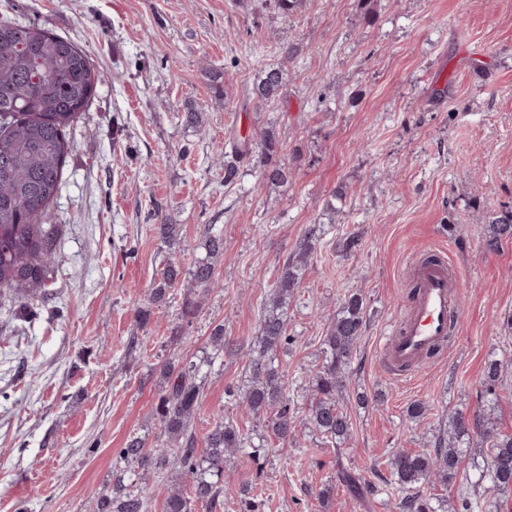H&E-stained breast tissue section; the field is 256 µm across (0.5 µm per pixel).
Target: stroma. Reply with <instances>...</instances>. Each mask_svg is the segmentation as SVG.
Masks as SVG:
<instances>
[{
	"label": "stroma",
	"instance_id": "obj_1",
	"mask_svg": "<svg viewBox=\"0 0 512 512\" xmlns=\"http://www.w3.org/2000/svg\"><path fill=\"white\" fill-rule=\"evenodd\" d=\"M2 18L72 40L102 82L69 132L48 216L60 260L46 292L24 307L0 295V512H88L129 436L151 448L166 440L160 364L206 356L218 324L228 347L207 378L196 436L220 416L259 434L262 422L227 391L244 382L269 291L315 222L324 234L278 357L306 406L330 319L349 294L363 296L351 433L335 449L301 422L268 457L231 456L225 470L261 492L258 512H391L385 460L432 449L449 416L486 406L492 358L506 369L491 413L512 433V240L484 248L492 219L512 213V0H306L290 18L273 0H0ZM270 66L286 90L262 102L252 89ZM189 108L199 125H184ZM268 129L293 169L288 183L269 186L248 166L225 186L212 160L230 134L256 141ZM155 209L177 225L174 241L156 233ZM211 224L224 238L216 285L185 324L186 289L154 304L151 288L168 260L192 268ZM351 231L362 247L349 256L339 243ZM436 248L462 276L464 314L444 358L397 379L374 346L398 313L408 258ZM415 401L428 411L412 421ZM486 454L473 440L435 496L467 489L485 512H512V490L479 480ZM355 477L374 492L356 493Z\"/></svg>",
	"mask_w": 512,
	"mask_h": 512
}]
</instances>
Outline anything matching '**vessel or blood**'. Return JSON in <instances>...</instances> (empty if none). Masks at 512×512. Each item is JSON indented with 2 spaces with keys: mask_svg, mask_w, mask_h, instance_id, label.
Returning a JSON list of instances; mask_svg holds the SVG:
<instances>
[{
  "mask_svg": "<svg viewBox=\"0 0 512 512\" xmlns=\"http://www.w3.org/2000/svg\"><path fill=\"white\" fill-rule=\"evenodd\" d=\"M405 275L412 295L378 345L380 358L398 376L419 367L427 354L447 351L450 320L460 312L462 288L442 256L414 257Z\"/></svg>",
  "mask_w": 512,
  "mask_h": 512,
  "instance_id": "b4317fda",
  "label": "vessel or blood"
}]
</instances>
